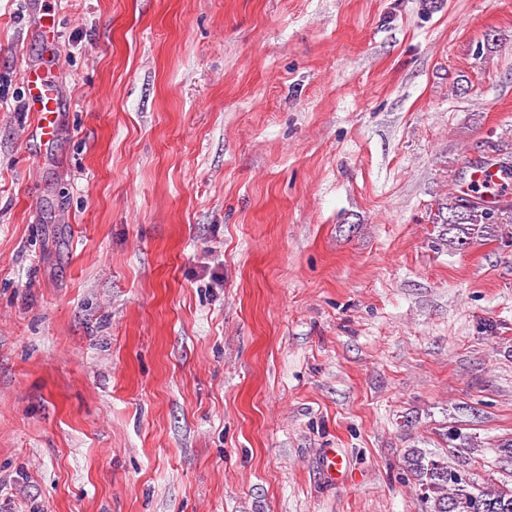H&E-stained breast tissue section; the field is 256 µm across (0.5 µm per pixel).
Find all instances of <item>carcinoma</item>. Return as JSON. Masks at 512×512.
I'll use <instances>...</instances> for the list:
<instances>
[{
    "mask_svg": "<svg viewBox=\"0 0 512 512\" xmlns=\"http://www.w3.org/2000/svg\"><path fill=\"white\" fill-rule=\"evenodd\" d=\"M453 203L466 211L461 223L448 225V243L457 247L468 245L478 237L493 236L505 215L512 214V197L488 205L480 198L458 195ZM448 440L452 441L450 448L457 456L454 464L423 448H410L403 456L406 471L428 504L427 512H512V487L484 483L468 467L466 454L474 448V438L454 429L448 433ZM457 475L470 476L471 483L460 484L455 480Z\"/></svg>",
    "mask_w": 512,
    "mask_h": 512,
    "instance_id": "cac0c4a2",
    "label": "carcinoma"
}]
</instances>
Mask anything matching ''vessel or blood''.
Instances as JSON below:
<instances>
[{"mask_svg":"<svg viewBox=\"0 0 512 512\" xmlns=\"http://www.w3.org/2000/svg\"><path fill=\"white\" fill-rule=\"evenodd\" d=\"M28 105L36 115V128L41 140L52 142L59 135L58 115L63 108L60 93L50 60L39 59L25 72ZM484 187L483 197L492 202L499 195L512 192V175L495 165L470 169L468 177L460 184L462 196L475 194L477 187Z\"/></svg>","mask_w":512,"mask_h":512,"instance_id":"b4317fda","label":"vessel or blood"}]
</instances>
